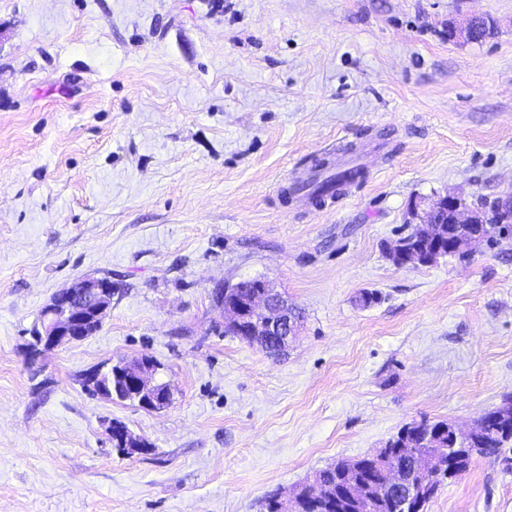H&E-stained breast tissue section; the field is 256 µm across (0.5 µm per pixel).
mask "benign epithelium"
<instances>
[{
  "label": "benign epithelium",
  "instance_id": "7a95c632",
  "mask_svg": "<svg viewBox=\"0 0 512 512\" xmlns=\"http://www.w3.org/2000/svg\"><path fill=\"white\" fill-rule=\"evenodd\" d=\"M445 214L448 224L455 227V233L448 237L447 247L438 249L428 259L416 248L404 250V241L399 239L389 249L388 256L394 265H423L434 263L448 256H461L472 252L482 244L487 221L475 210L460 207L458 197L448 194L430 204L423 224L425 235L439 241L444 236L442 222L438 215ZM260 290L247 295L244 303H233L226 299L224 289L215 291L217 306L223 314L224 324H246L245 340L268 351H287L297 336L300 318L297 312L288 308L282 296L266 281L259 284ZM115 290L105 277H84L55 293L45 306L42 317L31 331V352L35 355L50 352L65 344L77 342L95 333L106 318ZM159 366L148 357L133 360H119L104 371L95 368L89 371L84 382L92 390V395L112 400V392L104 389V384L114 375L124 378L126 388L123 399L131 400L139 407L156 411L167 407L171 402V388L156 379ZM474 430L453 429L452 448L439 447L437 440L442 430L428 433L424 448L412 449L413 468L419 478L412 480L402 468L390 464V452L379 448L371 456L379 463L381 481L379 486L363 482L357 478L356 466L345 483V496L336 501L337 512H358V507L380 491L390 500H399L411 512H418L423 496L438 490L442 478L458 477L453 454L464 450ZM111 438L121 448H142L143 440L128 428L111 429Z\"/></svg>",
  "mask_w": 512,
  "mask_h": 512
}]
</instances>
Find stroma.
Returning a JSON list of instances; mask_svg holds the SVG:
<instances>
[{"label": "stroma", "instance_id": "35a3bbf8", "mask_svg": "<svg viewBox=\"0 0 512 512\" xmlns=\"http://www.w3.org/2000/svg\"><path fill=\"white\" fill-rule=\"evenodd\" d=\"M474 16L488 37L449 39ZM339 140L384 141L370 178L286 204ZM509 192L512 0H0V512H267L407 423L474 426L512 396V244L386 247L412 208ZM107 274L101 328L31 357L51 297ZM255 278L303 313L276 359L215 303ZM145 356L167 408L86 391ZM426 512H512V463L474 457ZM319 164L311 162L309 165L298 166L295 165L291 173V177L285 181V183L279 186V192L287 199H290L291 202L295 201L298 203H303V200H307L311 197L310 194L303 193V190L297 191L292 194L293 197L288 195V189H291L293 186H305V184L313 179L319 178L320 176V168ZM421 224H416L411 231L401 237L407 241L409 245H420L422 243ZM398 239L396 243L389 249L388 256L397 267H406L408 265H424L426 259L417 248L404 250V241Z\"/></svg>", "mask_w": 512, "mask_h": 512}]
</instances>
